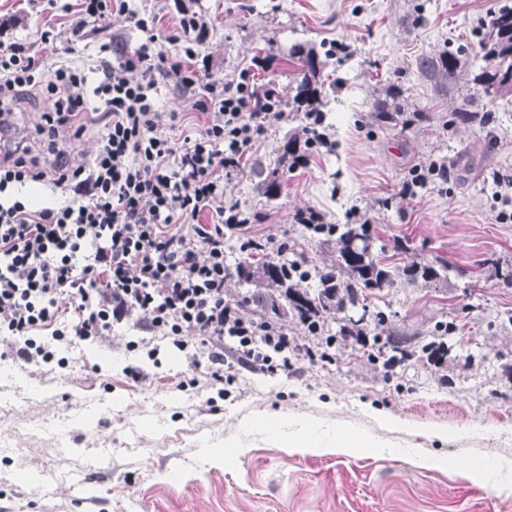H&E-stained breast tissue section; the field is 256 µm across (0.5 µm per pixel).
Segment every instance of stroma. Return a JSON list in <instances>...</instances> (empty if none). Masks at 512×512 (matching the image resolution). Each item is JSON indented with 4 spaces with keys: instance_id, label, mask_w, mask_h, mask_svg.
Here are the masks:
<instances>
[{
    "instance_id": "35a3bbf8",
    "label": "stroma",
    "mask_w": 512,
    "mask_h": 512,
    "mask_svg": "<svg viewBox=\"0 0 512 512\" xmlns=\"http://www.w3.org/2000/svg\"><path fill=\"white\" fill-rule=\"evenodd\" d=\"M201 14L210 72L226 79L265 58L257 84H275L288 119L269 127L242 172L224 179L227 197L258 218L252 235L305 246V270L318 264L319 235L295 220L313 209L331 224L368 221L376 247L404 263L447 261L448 281L402 284L377 300L388 323L429 341L455 323L452 350L433 365L411 357L385 365L336 342L333 362L305 355L316 337L297 318L285 324L288 371L245 365L224 344V371L213 386L171 339L116 326L104 340L69 345L38 335L54 357L0 362V512H512V222L494 179L512 180V96L483 100L462 125L455 110L471 94L465 75L487 66L479 31L512 0H179ZM43 0H0L8 38L39 43L43 25L67 30ZM118 39L134 53L133 22L88 26L75 42L77 63L93 65L98 45ZM306 42L326 60L320 127L328 146L304 162L283 161L288 132L306 124L295 112L288 50ZM460 49L464 75L440 89L419 57ZM391 84L404 90L397 125L375 118ZM50 99L29 95L14 122L33 156L47 160L36 127ZM438 162L414 200L398 195L416 167ZM281 166L282 189L269 198L256 184ZM280 419L277 431L250 419ZM318 427L320 448H298L299 424ZM356 433L373 448L344 453L333 444Z\"/></svg>"
}]
</instances>
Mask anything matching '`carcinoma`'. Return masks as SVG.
Listing matches in <instances>:
<instances>
[{
    "label": "carcinoma",
    "instance_id": "cac0c4a2",
    "mask_svg": "<svg viewBox=\"0 0 512 512\" xmlns=\"http://www.w3.org/2000/svg\"><path fill=\"white\" fill-rule=\"evenodd\" d=\"M479 46L484 57L493 65L482 67L471 74L474 93L464 107L456 111V119L466 125L473 120L474 103L484 98H501L512 95V7L504 6L482 27ZM288 62L295 67L296 111H317L321 102L328 75L327 62L318 58L314 49L295 44L288 50ZM421 72L434 77L438 82L452 81L457 76V54L447 51L439 57L422 56L418 61ZM401 91L390 86L386 97L378 100L375 118L382 123L395 124L401 112L397 100ZM310 136L306 127L288 133L284 156L297 161L302 158L301 146L309 145ZM280 168L267 171L258 184L262 194L274 198L281 191ZM323 262L314 266L317 288L310 290L302 286L303 279L310 277L289 273L286 258L277 250L256 246L246 252L236 263L230 275L241 285L248 286L247 295L241 305L248 316L279 322L292 314L300 323L315 328L325 327L332 320L339 325L338 335L342 339L365 350L385 347L411 357L406 350L409 339L398 333L370 334L368 321L374 327L385 325L387 317L381 310L368 313L371 300L398 287L402 281L434 283L448 279V264L435 265L413 261L403 267L373 252L371 225L330 224L322 232ZM449 346L444 336L421 346L428 362L438 364L448 354Z\"/></svg>",
    "mask_w": 512,
    "mask_h": 512
}]
</instances>
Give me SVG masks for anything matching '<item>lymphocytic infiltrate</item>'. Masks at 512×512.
<instances>
[{"label":"lymphocytic infiltrate","instance_id":"obj_1","mask_svg":"<svg viewBox=\"0 0 512 512\" xmlns=\"http://www.w3.org/2000/svg\"><path fill=\"white\" fill-rule=\"evenodd\" d=\"M69 37L47 28L40 49L0 41V125L21 94L54 100L38 126L52 162L31 157L17 144L0 151V335L19 341L26 360L50 359L34 334L54 341L70 336L105 338L113 325L133 323L157 336L195 337L187 354L199 366L208 350L210 377L223 382L225 338L237 339L245 358L255 345L269 353L289 346L282 325L246 318L225 301L229 266L224 237L250 249L256 217L227 199L224 174L241 169L247 153L274 123L287 120L272 87L250 81L249 70L229 80L199 77V52L186 40L203 22L181 13L160 28L157 15L139 16L133 0H76ZM118 16L133 21L146 39L138 51L102 62L89 81L71 62L73 39L89 24ZM195 98L191 134L175 132L178 115L159 111V79ZM101 125L95 146L79 164L57 151L60 132L81 138L87 115ZM47 184L66 192L63 202L32 207L19 189ZM211 223H202L203 214ZM73 320L61 321L63 305Z\"/></svg>","mask_w":512,"mask_h":512}]
</instances>
